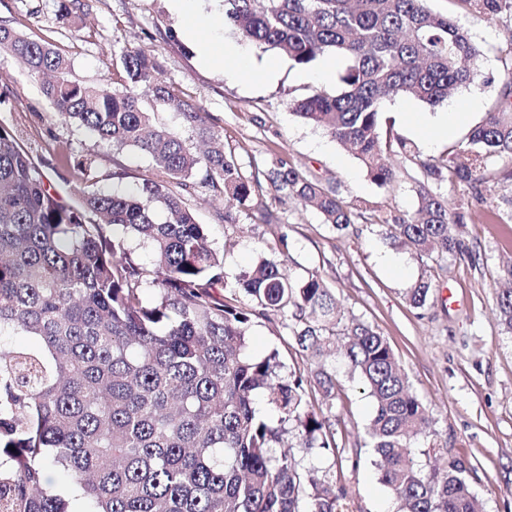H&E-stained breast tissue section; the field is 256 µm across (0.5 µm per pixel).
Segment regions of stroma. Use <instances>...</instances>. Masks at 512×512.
Returning a JSON list of instances; mask_svg holds the SVG:
<instances>
[{
    "label": "stroma",
    "instance_id": "obj_1",
    "mask_svg": "<svg viewBox=\"0 0 512 512\" xmlns=\"http://www.w3.org/2000/svg\"><path fill=\"white\" fill-rule=\"evenodd\" d=\"M432 9L452 15L481 50L478 80L439 104L428 106L410 96L386 102L383 120L411 142L418 161L388 153L391 183H375L360 162L321 128L297 117L294 104L315 90L334 91L336 80H305L288 56L246 40L224 27L228 48L243 47L257 64L272 63L265 79L226 74L204 66L194 42L180 36L169 0H72L70 18H60L57 0H0V24L13 26L69 57L70 78L82 84L109 83L120 88L123 52H157L162 80L189 102L202 107L207 123L223 137L224 152L259 186L248 207L237 209L235 223L224 221V196L197 185L182 196L197 223L207 225L212 246L224 262V280L234 287L239 273L258 257L285 261L291 272L318 274L332 289L344 321L369 324L391 345L413 390L428 408L432 427L446 453L432 462L460 460L480 512H512V333L496 310V284L512 257V159L492 157L482 184L436 185V192L463 204L464 235L478 264L456 255L440 260L417 256L396 239L388 221L406 218L417 208L424 180L420 160L445 157L449 148H467L470 130L500 102L505 63L512 59V15L487 20L459 0H430ZM468 110L466 121L450 132L418 127L421 117L452 108ZM0 125L46 176L51 193L78 202L84 185L66 158L90 166L98 189L131 187L152 174L148 157L119 149L85 128L61 120L41 91L38 78L13 59L0 61ZM285 159L302 172L337 189L340 196L367 207L371 223L340 232L315 210L301 205L266 180L268 170ZM286 236L287 251L277 247ZM420 278L435 290L429 304L414 308L407 290ZM249 348L262 357L278 352L282 374H309L304 357L282 313L253 319ZM338 396L329 414L343 455L314 449L301 457L310 469L346 489L354 512H397L398 504L379 480L365 428L373 403L358 377L333 362ZM359 456L351 465V456Z\"/></svg>",
    "mask_w": 512,
    "mask_h": 512
}]
</instances>
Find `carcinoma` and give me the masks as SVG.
Listing matches in <instances>:
<instances>
[{
  "instance_id": "obj_1",
  "label": "carcinoma",
  "mask_w": 512,
  "mask_h": 512,
  "mask_svg": "<svg viewBox=\"0 0 512 512\" xmlns=\"http://www.w3.org/2000/svg\"><path fill=\"white\" fill-rule=\"evenodd\" d=\"M459 2L488 20L512 12V0ZM224 22L298 67L341 57L336 93L307 96L296 115L349 149L381 186L394 176L385 152L396 144L414 156L396 133L380 140L384 103L408 95L436 106L480 76V49L428 0H224ZM0 56L43 79L62 120L143 152L154 168L131 189L90 188L67 205L0 126V334L30 338L0 347V512H350L345 489L295 458L338 448L307 390L311 379L325 399L336 398L325 361L338 340L340 360L373 401L368 443L400 512H475L464 463L428 470L414 456L412 444L434 433L390 344L359 320L336 333V299L318 275H293L261 258L240 272L231 296L219 294L224 264L172 187L195 180L221 187L240 208L251 202L252 186L201 108L159 80L155 55L123 54V91L70 80L67 57L2 24ZM139 87L151 92L150 104ZM159 110L178 114L207 149L193 152L178 132L155 124ZM468 143L464 161H420L427 179L473 185L483 181L488 158L512 159V63L500 106ZM269 179L338 231L365 219L361 206L284 162ZM463 224L459 207L423 184L415 214L393 228L430 257L474 262ZM128 234L149 244L152 267L125 248ZM146 283L158 290L149 305L141 298ZM433 291L430 281H416L411 305L426 307ZM496 305L512 331V266L498 282ZM270 312L294 320L311 378L281 375L275 352H247L252 318ZM260 397L270 411L257 409ZM48 466L64 475L67 490L44 484Z\"/></svg>"
}]
</instances>
